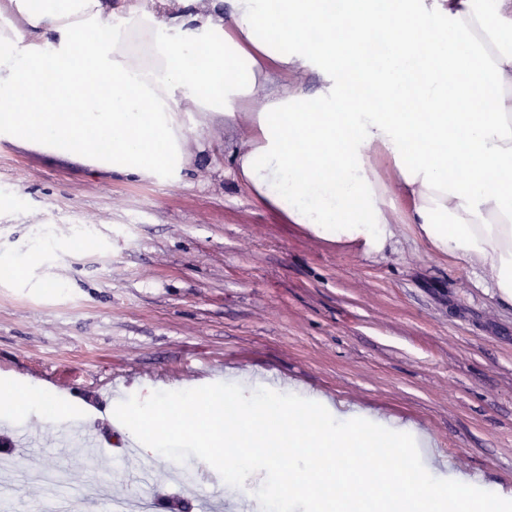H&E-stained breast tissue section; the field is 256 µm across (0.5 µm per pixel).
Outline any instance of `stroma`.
<instances>
[{
	"mask_svg": "<svg viewBox=\"0 0 512 512\" xmlns=\"http://www.w3.org/2000/svg\"><path fill=\"white\" fill-rule=\"evenodd\" d=\"M188 161L167 180L0 137V255L42 247L25 278L0 279V383L41 384L74 431L128 430L115 406L207 373L295 386L331 409L356 405L409 423L472 486L512 500V304L467 262L433 252L401 224L381 252L285 224L239 180L249 131L186 112ZM58 429L0 412V458L14 483L0 512H109L76 495L97 463L62 451ZM108 494H143L159 512H199L216 470L153 458L183 479L124 481L108 451Z\"/></svg>",
	"mask_w": 512,
	"mask_h": 512,
	"instance_id": "35a3bbf8",
	"label": "stroma"
}]
</instances>
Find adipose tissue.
Listing matches in <instances>:
<instances>
[{"label":"adipose tissue","instance_id":"obj_1","mask_svg":"<svg viewBox=\"0 0 512 512\" xmlns=\"http://www.w3.org/2000/svg\"><path fill=\"white\" fill-rule=\"evenodd\" d=\"M107 7L0 0L12 19L0 30V134L161 179L185 163L181 113H217L248 126L236 173L282 221L368 252L413 225L512 303V0H393L383 19L376 0L345 13L326 0H279L275 10L268 0H153L127 6L110 36L85 40ZM311 26L325 38L307 40ZM202 43L208 56L188 65ZM307 71L319 80L312 93L289 82ZM273 73L288 82L271 93ZM485 83L495 100L471 103Z\"/></svg>","mask_w":512,"mask_h":512}]
</instances>
